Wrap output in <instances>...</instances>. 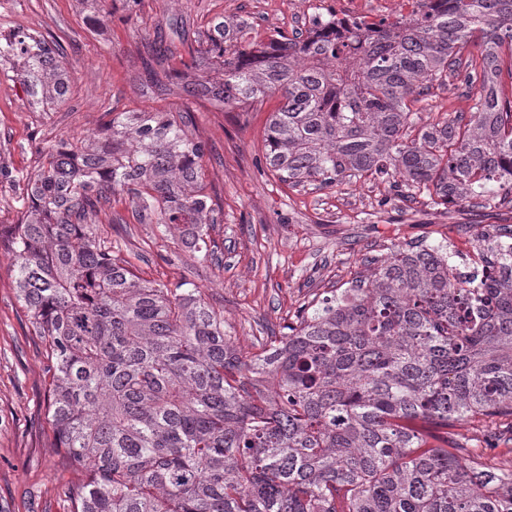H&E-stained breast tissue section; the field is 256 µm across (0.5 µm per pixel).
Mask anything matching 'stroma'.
<instances>
[{
  "label": "stroma",
  "mask_w": 512,
  "mask_h": 512,
  "mask_svg": "<svg viewBox=\"0 0 512 512\" xmlns=\"http://www.w3.org/2000/svg\"><path fill=\"white\" fill-rule=\"evenodd\" d=\"M248 19L251 38L303 31L289 0H0V38L33 33L62 45L70 92L48 112L34 111L10 63L0 64V225L17 223L26 179L44 162L45 147L99 134L121 112L191 111L189 134L205 141L203 184L216 222L208 234L215 258L198 261L176 232L140 224L126 194L92 216L114 256L140 277L174 286L188 282L224 318L243 355L260 339L283 336L299 308L329 289L369 275L370 260L411 243L443 245L460 268L477 259L478 238L512 225V202L474 212L460 203L431 206L425 195L387 197L368 177L319 188L290 187L265 162L266 120L278 97L233 109L189 103L181 82L157 93L143 71L148 45L163 39L176 69L218 17ZM478 86L449 78L433 86L424 126L469 111ZM17 265L0 248V512H64L59 483L79 472L57 448L47 420V360L15 290Z\"/></svg>",
  "instance_id": "obj_1"
}]
</instances>
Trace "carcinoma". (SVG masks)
I'll list each match as a JSON object with an SVG mask.
<instances>
[{"mask_svg":"<svg viewBox=\"0 0 512 512\" xmlns=\"http://www.w3.org/2000/svg\"><path fill=\"white\" fill-rule=\"evenodd\" d=\"M476 32L481 70L461 75ZM505 45L512 0H437L349 44L249 42L223 17L189 51L183 91L224 108L279 96L265 162L287 185L371 175L433 206L490 208L512 197ZM62 58L28 34L0 39L42 112L69 93ZM164 61L145 58L156 84ZM450 75L480 84L469 121L411 136L412 106ZM207 151L167 112H123L101 137L49 148L22 218L0 227L46 347L55 443L87 470L58 487L68 512H512V466L496 456L512 446V229L482 239L489 259L470 275L443 246H396L246 358L199 289L139 277L88 223L123 192L140 223L208 260ZM467 418L506 423L470 447L453 433Z\"/></svg>","mask_w":512,"mask_h":512,"instance_id":"carcinoma-1","label":"carcinoma"}]
</instances>
